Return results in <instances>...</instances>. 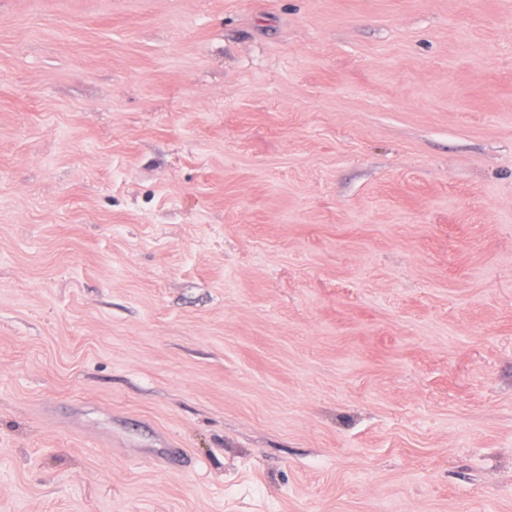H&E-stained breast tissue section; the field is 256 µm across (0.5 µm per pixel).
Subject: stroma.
Returning <instances> with one entry per match:
<instances>
[{
    "instance_id": "obj_1",
    "label": "stroma",
    "mask_w": 512,
    "mask_h": 512,
    "mask_svg": "<svg viewBox=\"0 0 512 512\" xmlns=\"http://www.w3.org/2000/svg\"><path fill=\"white\" fill-rule=\"evenodd\" d=\"M0 512H512V0H0Z\"/></svg>"
}]
</instances>
